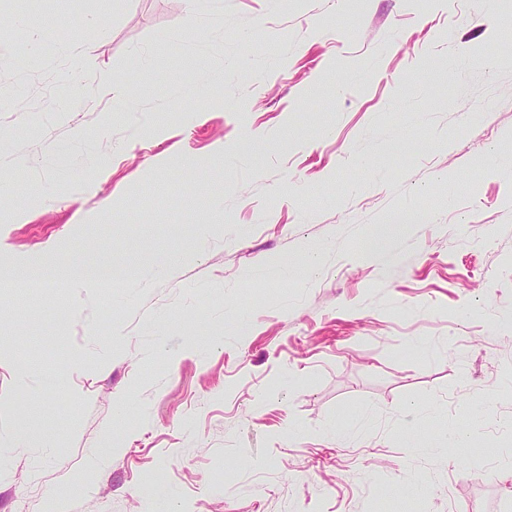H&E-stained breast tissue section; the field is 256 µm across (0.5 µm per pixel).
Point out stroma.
<instances>
[{"label": "stroma", "instance_id": "obj_1", "mask_svg": "<svg viewBox=\"0 0 512 512\" xmlns=\"http://www.w3.org/2000/svg\"><path fill=\"white\" fill-rule=\"evenodd\" d=\"M187 8L0 0V512H512V0ZM87 251L131 277L10 281ZM293 274L292 266L277 260L251 269L248 278L255 284L268 285L288 279Z\"/></svg>", "mask_w": 512, "mask_h": 512}]
</instances>
